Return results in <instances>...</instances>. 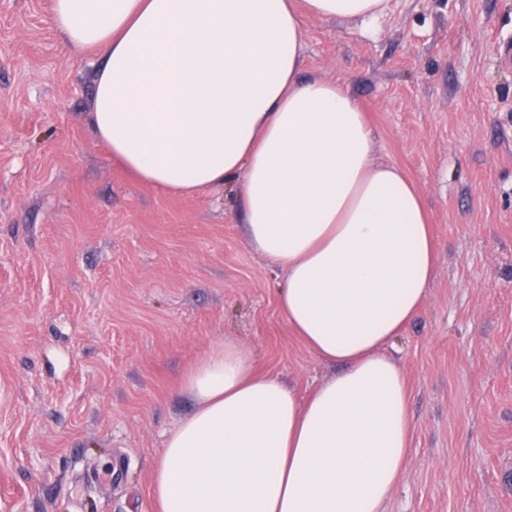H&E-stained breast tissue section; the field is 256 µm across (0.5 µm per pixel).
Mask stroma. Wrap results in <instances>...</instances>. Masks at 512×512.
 I'll return each mask as SVG.
<instances>
[{
  "label": "stroma",
  "mask_w": 512,
  "mask_h": 512,
  "mask_svg": "<svg viewBox=\"0 0 512 512\" xmlns=\"http://www.w3.org/2000/svg\"><path fill=\"white\" fill-rule=\"evenodd\" d=\"M51 5L0 0V512H157L164 435L194 408L182 379L211 346L304 395L333 368L281 312L240 184L177 195L113 164L87 120L94 61ZM303 30L302 77L358 101L438 246L387 348L412 433L386 512H512V0H392L372 28Z\"/></svg>",
  "instance_id": "stroma-1"
}]
</instances>
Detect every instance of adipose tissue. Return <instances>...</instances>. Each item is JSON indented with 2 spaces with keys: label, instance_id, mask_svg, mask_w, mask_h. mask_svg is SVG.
<instances>
[{
  "label": "adipose tissue",
  "instance_id": "ef3b65f1",
  "mask_svg": "<svg viewBox=\"0 0 512 512\" xmlns=\"http://www.w3.org/2000/svg\"><path fill=\"white\" fill-rule=\"evenodd\" d=\"M391 0H53L72 53L100 55L89 120L112 161L175 194L238 180L247 232L286 271L279 306L340 370L308 398L215 344L185 374L159 512H383L409 397L383 352L431 287L436 245L402 172L335 83L300 76L301 13L371 23Z\"/></svg>",
  "mask_w": 512,
  "mask_h": 512
}]
</instances>
